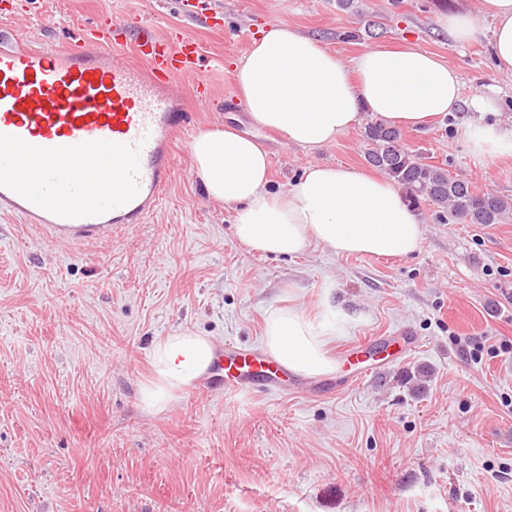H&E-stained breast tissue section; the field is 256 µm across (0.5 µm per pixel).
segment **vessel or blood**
Masks as SVG:
<instances>
[{
  "instance_id": "b4317fda",
  "label": "vessel or blood",
  "mask_w": 512,
  "mask_h": 512,
  "mask_svg": "<svg viewBox=\"0 0 512 512\" xmlns=\"http://www.w3.org/2000/svg\"><path fill=\"white\" fill-rule=\"evenodd\" d=\"M85 49L16 48L0 44V210L63 243L130 230L157 210L174 174L173 142L194 127L193 98L206 110L207 70L197 42L158 34L119 18L86 28ZM132 45L130 64L119 49ZM196 82L180 90L182 78ZM111 170V184L99 179ZM412 332L376 336L342 349L337 362L360 365L372 354L402 358L416 350ZM196 394L273 391L315 393L261 351L234 343L215 347Z\"/></svg>"
}]
</instances>
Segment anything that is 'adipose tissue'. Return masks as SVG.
Instances as JSON below:
<instances>
[{
	"mask_svg": "<svg viewBox=\"0 0 512 512\" xmlns=\"http://www.w3.org/2000/svg\"><path fill=\"white\" fill-rule=\"evenodd\" d=\"M442 23L456 44L488 41L496 70L512 74V0H480L479 16L465 10ZM232 75L259 125L308 149L333 144L367 113L418 131L439 116L498 108L491 91L463 97L458 70L422 49L371 44L346 61L285 23L261 29L234 60ZM465 145L479 159L511 158L512 126L471 125ZM191 156L205 194L232 209L235 235L251 251L295 255L315 242L342 256L405 257L421 246L423 228L413 207L383 177L317 164L287 191L273 192L267 153L228 129L197 136ZM331 334L296 309L277 308L266 319L264 348L295 373L315 376L332 367ZM212 351L211 339L191 330L154 342L143 407L164 411L207 369Z\"/></svg>",
	"mask_w": 512,
	"mask_h": 512,
	"instance_id": "ef3b65f1",
	"label": "adipose tissue"
}]
</instances>
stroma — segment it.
Masks as SVG:
<instances>
[{"mask_svg": "<svg viewBox=\"0 0 512 512\" xmlns=\"http://www.w3.org/2000/svg\"><path fill=\"white\" fill-rule=\"evenodd\" d=\"M480 0H0V32L18 44L80 48L92 22L118 16L196 40L223 71L198 132L253 138L271 161L272 190L309 166L368 169L363 126L333 145L269 142L222 102L229 59L285 22L349 59L370 44L416 45L444 57L462 93L491 87L512 124V76L487 42L458 46L438 20ZM473 115L404 134L426 162L476 192L512 200V158L479 160L462 146ZM175 141L176 169L147 223L67 247L0 213V512H512V217L481 226L423 206L419 252L340 256L313 244L263 256L233 235V213L210 200ZM294 306L319 323L349 322L336 353L367 336L412 330L419 348L334 396L184 390L144 409L155 339L185 329L253 347L270 310ZM482 344L481 357L461 340Z\"/></svg>", "mask_w": 512, "mask_h": 512, "instance_id": "stroma-1", "label": "stroma"}]
</instances>
